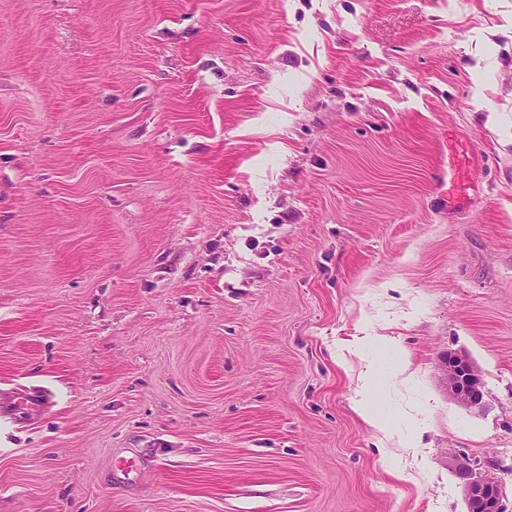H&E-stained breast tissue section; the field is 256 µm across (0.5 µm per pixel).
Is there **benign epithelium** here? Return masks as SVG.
Here are the masks:
<instances>
[{
	"mask_svg": "<svg viewBox=\"0 0 512 512\" xmlns=\"http://www.w3.org/2000/svg\"><path fill=\"white\" fill-rule=\"evenodd\" d=\"M439 370L448 393L462 407L474 410L482 406L481 380L466 355L448 353ZM454 471L462 484L467 512H509L494 461L460 454L455 458Z\"/></svg>",
	"mask_w": 512,
	"mask_h": 512,
	"instance_id": "benign-epithelium-1",
	"label": "benign epithelium"
}]
</instances>
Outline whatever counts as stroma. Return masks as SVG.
I'll use <instances>...</instances> for the list:
<instances>
[{
  "label": "stroma",
  "mask_w": 512,
  "mask_h": 512,
  "mask_svg": "<svg viewBox=\"0 0 512 512\" xmlns=\"http://www.w3.org/2000/svg\"><path fill=\"white\" fill-rule=\"evenodd\" d=\"M32 391L0 512H467L460 453L512 500V0H0V406ZM448 393L464 408H481L483 392L481 380L470 359L459 353L448 352L439 365Z\"/></svg>",
  "instance_id": "35a3bbf8"
}]
</instances>
